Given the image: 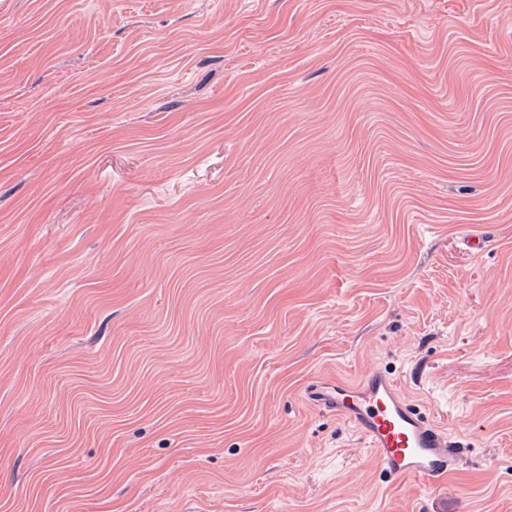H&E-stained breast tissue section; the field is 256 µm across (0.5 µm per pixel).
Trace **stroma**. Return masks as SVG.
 I'll return each instance as SVG.
<instances>
[{
	"label": "stroma",
	"mask_w": 512,
	"mask_h": 512,
	"mask_svg": "<svg viewBox=\"0 0 512 512\" xmlns=\"http://www.w3.org/2000/svg\"><path fill=\"white\" fill-rule=\"evenodd\" d=\"M510 15L0 0V512H512ZM376 370L438 489L306 397Z\"/></svg>",
	"instance_id": "1"
}]
</instances>
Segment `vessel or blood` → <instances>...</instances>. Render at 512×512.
Returning a JSON list of instances; mask_svg holds the SVG:
<instances>
[{
  "instance_id": "1",
  "label": "vessel or blood",
  "mask_w": 512,
  "mask_h": 512,
  "mask_svg": "<svg viewBox=\"0 0 512 512\" xmlns=\"http://www.w3.org/2000/svg\"><path fill=\"white\" fill-rule=\"evenodd\" d=\"M309 393L316 408L353 425L385 481L411 479L432 489L458 462L454 439L406 398L385 372L366 373L354 384L318 379Z\"/></svg>"
}]
</instances>
